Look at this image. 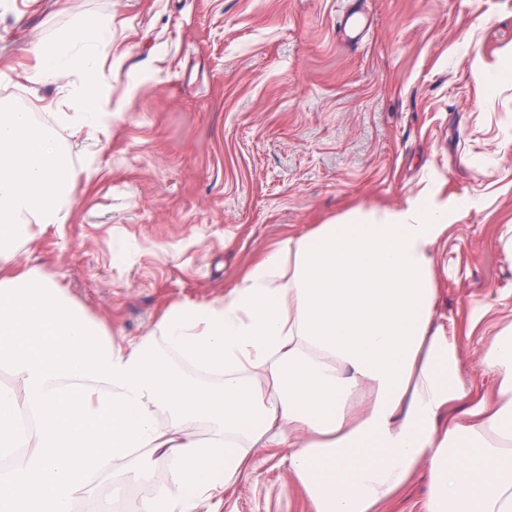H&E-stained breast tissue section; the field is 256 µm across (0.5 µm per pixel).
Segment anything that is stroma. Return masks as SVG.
Here are the masks:
<instances>
[{
	"instance_id": "stroma-1",
	"label": "stroma",
	"mask_w": 512,
	"mask_h": 512,
	"mask_svg": "<svg viewBox=\"0 0 512 512\" xmlns=\"http://www.w3.org/2000/svg\"><path fill=\"white\" fill-rule=\"evenodd\" d=\"M371 25L338 40L349 8ZM110 21L111 122H57L79 73L35 83L33 45ZM47 114L71 149L66 223L18 251L108 332L223 301L288 237L362 207L467 203L435 272L477 392L481 337L512 322V0H0V103ZM481 312L471 324L473 312ZM284 448L257 453L218 512H308Z\"/></svg>"
}]
</instances>
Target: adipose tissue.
Instances as JSON below:
<instances>
[{"instance_id":"adipose-tissue-1","label":"adipose tissue","mask_w":512,"mask_h":512,"mask_svg":"<svg viewBox=\"0 0 512 512\" xmlns=\"http://www.w3.org/2000/svg\"><path fill=\"white\" fill-rule=\"evenodd\" d=\"M111 36L81 20L34 49L35 81L79 69L71 120L90 133L110 117ZM70 194L64 147L1 105L0 367L14 384L0 390V453L27 454L0 472V512H70L119 462L147 479L145 448L170 458L171 485L140 512H199L268 448L287 449L312 512H376L422 466V512H512V324L484 348L495 385L475 396L461 337L437 311L447 204L361 208L288 238L223 302L172 305L127 342L16 263L35 230L66 223Z\"/></svg>"}]
</instances>
